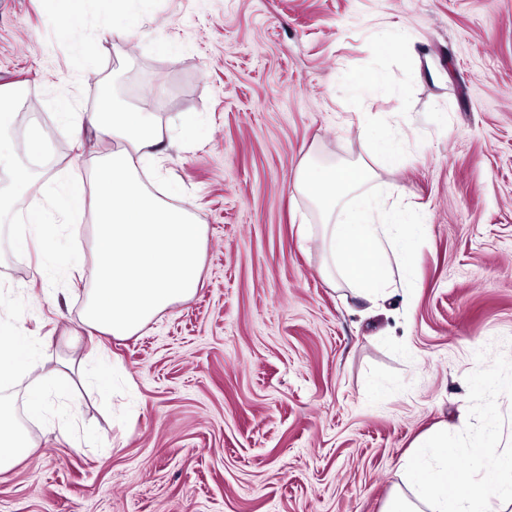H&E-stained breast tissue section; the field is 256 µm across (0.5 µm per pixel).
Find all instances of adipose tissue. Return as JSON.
I'll use <instances>...</instances> for the list:
<instances>
[{
	"label": "adipose tissue",
	"instance_id": "ef3b65f1",
	"mask_svg": "<svg viewBox=\"0 0 512 512\" xmlns=\"http://www.w3.org/2000/svg\"><path fill=\"white\" fill-rule=\"evenodd\" d=\"M104 137L123 146L95 167L90 186L93 202H86L82 182L67 186L57 198L69 215L92 204L95 219L93 288L84 322L90 333L128 336L171 305L193 297L199 280L204 243L201 225L185 209L162 204L148 193L137 174L134 155L165 152L162 129L143 113L120 108L102 98L87 120ZM369 137L372 162L305 164L298 179L300 193L321 211L324 276L342 280L355 295L375 305L385 298L392 277V261L407 257L426 227L407 210H383L377 197L363 193L379 170L399 161L401 130L372 128L360 118ZM412 230L397 238L396 226ZM27 343L19 331L0 335V386L8 387L18 372L28 369ZM27 431L17 424L5 396H0V472L32 453ZM448 454V429L416 442L405 469L414 482L413 497L393 493L384 512H507L512 506V482L491 499L479 473H448L441 461Z\"/></svg>",
	"mask_w": 512,
	"mask_h": 512
}]
</instances>
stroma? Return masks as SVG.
Masks as SVG:
<instances>
[{
  "label": "stroma",
  "instance_id": "stroma-1",
  "mask_svg": "<svg viewBox=\"0 0 512 512\" xmlns=\"http://www.w3.org/2000/svg\"><path fill=\"white\" fill-rule=\"evenodd\" d=\"M111 10L0 0V90L36 106L0 142L37 140L22 200L47 230L19 251L0 212V296L36 365L8 393L36 450L0 473V512H382L413 443L443 423L449 471L497 487L473 449L512 448V0ZM384 26L404 34L390 55L375 49ZM114 75L169 145L144 185L202 224L204 254L191 301L91 341L78 271L94 214L72 237L55 197L110 146L75 138L58 103L92 111ZM362 112L407 132L379 190L427 227L379 308L326 283L322 217L295 190L306 162L369 159Z\"/></svg>",
  "mask_w": 512,
  "mask_h": 512
}]
</instances>
